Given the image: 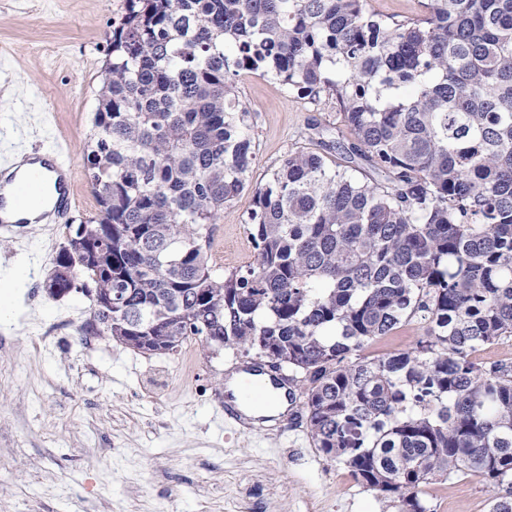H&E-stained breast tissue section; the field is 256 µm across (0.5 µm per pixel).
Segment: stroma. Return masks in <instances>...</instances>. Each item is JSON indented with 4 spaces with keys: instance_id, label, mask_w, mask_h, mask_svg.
<instances>
[{
    "instance_id": "obj_1",
    "label": "stroma",
    "mask_w": 512,
    "mask_h": 512,
    "mask_svg": "<svg viewBox=\"0 0 512 512\" xmlns=\"http://www.w3.org/2000/svg\"><path fill=\"white\" fill-rule=\"evenodd\" d=\"M119 0H0V165L43 146L74 162V218L96 212L83 153L95 127L107 39ZM258 161L252 184L308 124L344 131L334 104L245 76ZM243 194L224 209L211 254L231 271L253 263ZM65 225L0 234V512H393L314 447L305 423L244 434L224 424L227 352L147 355L99 337L80 343L87 297L42 284ZM498 489L463 477L430 484L432 512H488Z\"/></svg>"
}]
</instances>
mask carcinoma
Masks as SVG:
<instances>
[{
	"mask_svg": "<svg viewBox=\"0 0 512 512\" xmlns=\"http://www.w3.org/2000/svg\"><path fill=\"white\" fill-rule=\"evenodd\" d=\"M421 6L127 0L84 152L98 212L43 285L135 352L274 360L314 447L397 512L454 475L512 488V361L476 357L512 337V0ZM244 73L333 100L351 139L318 130L251 186ZM248 189L255 262L226 273L213 229ZM415 317L413 348L356 357ZM372 9L387 15L414 17L422 9L418 0H369Z\"/></svg>",
	"mask_w": 512,
	"mask_h": 512,
	"instance_id": "cac0c4a2",
	"label": "carcinoma"
}]
</instances>
